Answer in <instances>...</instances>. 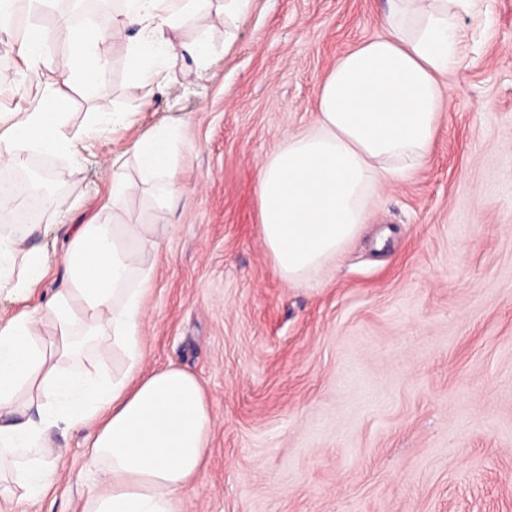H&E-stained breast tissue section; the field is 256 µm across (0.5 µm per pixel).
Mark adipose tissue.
<instances>
[{
    "instance_id": "obj_1",
    "label": "adipose tissue",
    "mask_w": 512,
    "mask_h": 512,
    "mask_svg": "<svg viewBox=\"0 0 512 512\" xmlns=\"http://www.w3.org/2000/svg\"><path fill=\"white\" fill-rule=\"evenodd\" d=\"M479 2L389 0L384 35L342 54L324 77L315 127L284 139L259 173L260 234L282 279H301L340 255L362 230L386 178L427 162L440 123L439 79L458 62L461 14ZM212 7L213 0H122L115 13L69 27L70 70L61 86L39 90L0 132V177L36 151L71 154L63 89L105 81L101 45L135 30L126 66L138 82L151 83L179 55L214 54L207 38L185 44L171 37ZM178 138L167 125L147 131L133 150L138 180L113 170L107 209L124 211L143 186L154 189L158 206H173L180 195ZM168 233L165 224L73 226L66 277L54 298L0 327V472L9 473L21 499L44 494L56 480L52 435L86 429L107 488L83 512H183L188 488L206 470L214 420L195 375L174 365L142 369L152 271L137 261L159 251ZM28 235L25 227L0 234V291L23 293L42 279L43 254L27 245ZM87 350L122 353L124 373L62 367L63 358Z\"/></svg>"
}]
</instances>
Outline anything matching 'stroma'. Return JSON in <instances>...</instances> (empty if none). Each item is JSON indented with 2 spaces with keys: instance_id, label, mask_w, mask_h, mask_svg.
<instances>
[{
  "instance_id": "obj_1",
  "label": "stroma",
  "mask_w": 512,
  "mask_h": 512,
  "mask_svg": "<svg viewBox=\"0 0 512 512\" xmlns=\"http://www.w3.org/2000/svg\"><path fill=\"white\" fill-rule=\"evenodd\" d=\"M387 0H249L232 30L221 7L175 35L217 53L132 81L127 42L107 43L108 79L67 88L77 156H48L43 195L60 223L33 221L46 274L0 293V326L45 305L65 277L71 225L111 220L114 157L162 123L180 127L181 195L132 197L127 224H168L152 267L143 369L173 363L202 382L214 419L209 461L185 512H512V0L462 16L459 63L440 79L443 112L417 171L384 182L360 235L300 280L275 272L258 227V174L290 134L317 122L337 58L384 31ZM49 46L43 78L70 47L53 11L31 16ZM0 114L36 82L0 46ZM129 122L88 140L95 112ZM58 476L44 496L0 492V512H82L102 491L88 431L53 437Z\"/></svg>"
}]
</instances>
